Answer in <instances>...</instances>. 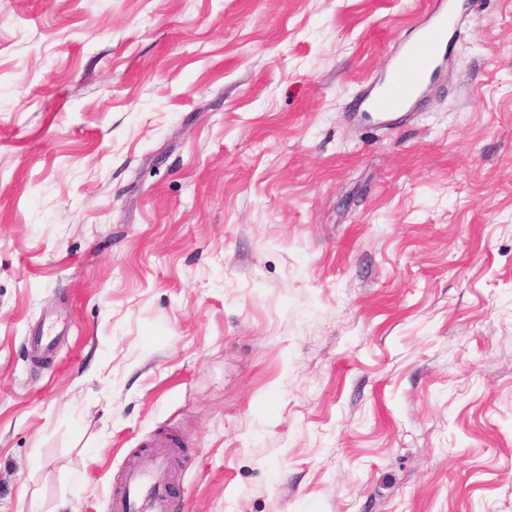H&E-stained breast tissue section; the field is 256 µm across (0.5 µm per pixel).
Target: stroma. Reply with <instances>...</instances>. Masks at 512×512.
<instances>
[{"mask_svg": "<svg viewBox=\"0 0 512 512\" xmlns=\"http://www.w3.org/2000/svg\"><path fill=\"white\" fill-rule=\"evenodd\" d=\"M432 2L0 0V512H512V0L364 112ZM126 472L123 485L114 498L116 512H169V501L164 487L151 482L154 471L167 464L171 453V439L158 437Z\"/></svg>", "mask_w": 512, "mask_h": 512, "instance_id": "35a3bbf8", "label": "stroma"}]
</instances>
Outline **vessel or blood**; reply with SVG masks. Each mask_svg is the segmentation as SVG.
Wrapping results in <instances>:
<instances>
[{"mask_svg":"<svg viewBox=\"0 0 512 512\" xmlns=\"http://www.w3.org/2000/svg\"><path fill=\"white\" fill-rule=\"evenodd\" d=\"M461 10L460 0H434L429 22L403 51L383 90L368 101V111L385 116L408 107L417 89V77L433 70L442 58L448 37L457 28ZM170 453L169 437L151 441L149 452L125 474L123 485L115 495L116 512H169L167 492L153 483L151 476L165 467Z\"/></svg>","mask_w":512,"mask_h":512,"instance_id":"obj_1","label":"vessel or blood"}]
</instances>
